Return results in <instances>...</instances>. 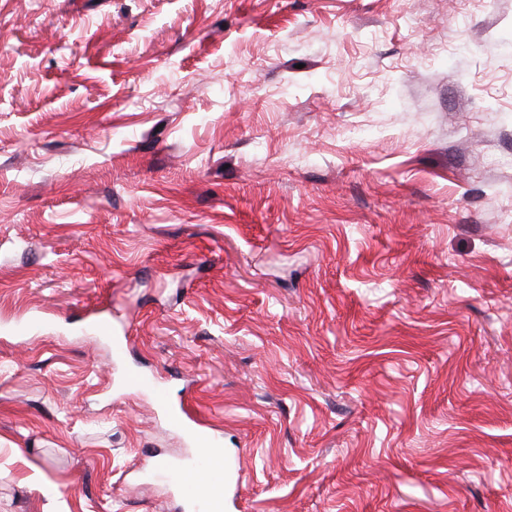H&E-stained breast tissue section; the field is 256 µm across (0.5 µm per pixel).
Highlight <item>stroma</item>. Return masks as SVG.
<instances>
[{
    "label": "stroma",
    "mask_w": 512,
    "mask_h": 512,
    "mask_svg": "<svg viewBox=\"0 0 512 512\" xmlns=\"http://www.w3.org/2000/svg\"><path fill=\"white\" fill-rule=\"evenodd\" d=\"M183 403L224 512H512V0H0V512H186ZM202 443L206 448H200L202 454H204L207 459H211L209 455L210 452L214 456V458L220 459V464L216 466V469L219 473L217 477L212 481L209 492L207 495L201 497L200 492L193 493V503L194 508L196 510L205 511L209 508H216L219 510L210 511V512H223L224 511V488L230 484L231 482H227L228 474L227 471L232 470L234 464L232 462L224 463L223 461V453L224 448L219 447L220 442L213 438H206L202 440Z\"/></svg>",
    "instance_id": "obj_1"
}]
</instances>
